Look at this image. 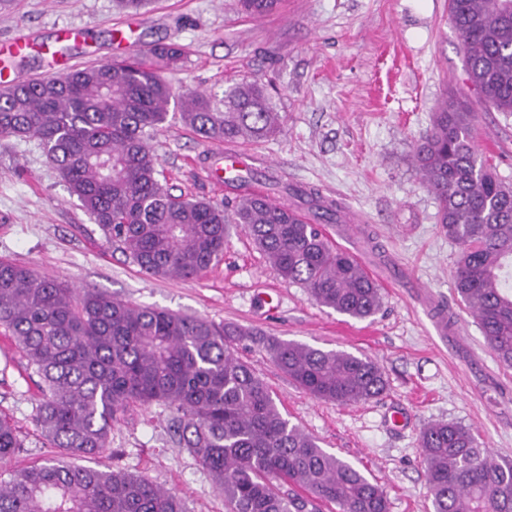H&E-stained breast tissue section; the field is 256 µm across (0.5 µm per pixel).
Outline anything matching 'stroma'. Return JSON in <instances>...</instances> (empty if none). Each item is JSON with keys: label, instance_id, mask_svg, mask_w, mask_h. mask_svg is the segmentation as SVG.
I'll return each instance as SVG.
<instances>
[{"label": "stroma", "instance_id": "1", "mask_svg": "<svg viewBox=\"0 0 512 512\" xmlns=\"http://www.w3.org/2000/svg\"><path fill=\"white\" fill-rule=\"evenodd\" d=\"M20 27L39 41L76 32L67 55L79 68L132 61L158 42L184 45L187 57L167 79L218 100L240 83H264L284 129L234 148L251 157L253 180L271 200L307 213L297 190L311 186L357 214L322 230L368 269L383 303L364 320L318 306L275 272L240 224L229 230L223 260L198 278L146 275L70 195L33 137L0 139L1 259L136 305L369 357L386 375L385 394L336 405L297 387L251 339L237 346L290 422L376 480L389 512H432L418 446L428 423L465 425L496 461L512 463V369L499 364L454 293L458 248L439 229L438 202L414 159L433 112L456 94L476 114L479 152L512 186V115L467 85L448 0H281L261 19L236 0H150L135 13L116 0H10L0 9V43ZM152 145L158 178L174 193L236 201L211 177L218 144L172 117ZM430 297L457 323L443 342L429 333ZM38 382L0 327V414L24 442L15 469L48 454L33 421ZM169 426L163 407H133L92 467L145 477L181 497L187 512H224L209 473Z\"/></svg>", "mask_w": 512, "mask_h": 512}]
</instances>
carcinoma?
<instances>
[{
	"instance_id": "carcinoma-1",
	"label": "carcinoma",
	"mask_w": 512,
	"mask_h": 512,
	"mask_svg": "<svg viewBox=\"0 0 512 512\" xmlns=\"http://www.w3.org/2000/svg\"><path fill=\"white\" fill-rule=\"evenodd\" d=\"M280 0H239L265 17ZM467 82L485 104L512 114V0H448ZM184 55L151 47V63L91 65L0 90V138L35 137L85 212L147 275L190 280L224 256L228 225L243 224L284 280L320 306L354 319L375 315L379 285L317 225L268 197H242L232 213L173 195L160 183L152 135L180 101L179 118L208 142H260L282 131L266 88L246 82L219 108L204 92L175 91L162 72ZM467 100L452 96L415 149L439 223L459 249L453 284L502 367L512 368V187L474 146ZM317 215L340 206L308 194ZM0 326L40 378L33 419L51 448L93 458L110 447L112 425L133 406L173 414L179 444L224 495L226 512H388L383 488L290 423L266 383L237 355L255 337L301 389L331 403L380 397L381 367L367 357L323 350L217 325L167 309L70 288L0 260ZM433 512H512V464L496 461L472 430L433 422L419 436ZM22 449L0 417V462ZM0 512H187L181 499L121 470L55 455L0 480Z\"/></svg>"
}]
</instances>
